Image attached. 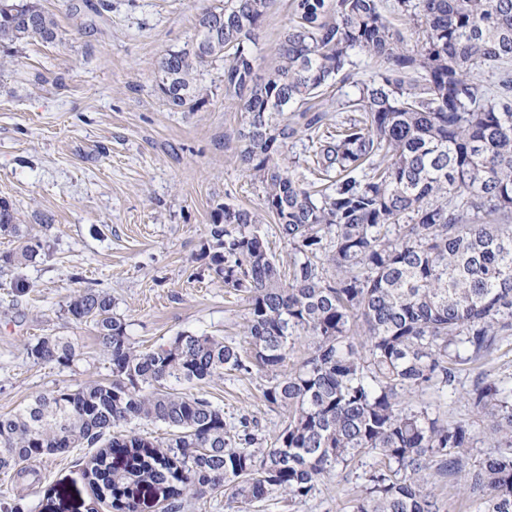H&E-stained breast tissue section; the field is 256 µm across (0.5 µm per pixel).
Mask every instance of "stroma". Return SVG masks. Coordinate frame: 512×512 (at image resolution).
Returning a JSON list of instances; mask_svg holds the SVG:
<instances>
[{"mask_svg":"<svg viewBox=\"0 0 512 512\" xmlns=\"http://www.w3.org/2000/svg\"><path fill=\"white\" fill-rule=\"evenodd\" d=\"M292 0H275L252 47L258 74L274 66L292 22ZM58 38L0 47V199L13 207L23 235L44 250L33 262L0 267V414L40 395L108 380L112 366L92 325L68 318L76 290L95 288L112 300L134 346L153 348L178 333L214 334L249 355L247 304L209 270L201 248L214 211L230 204L259 210L264 190L239 159L242 113L224 93V64L205 67L201 104L175 111L159 88V63L183 47L199 15L224 0H39ZM354 82H336L313 105L334 127L341 102L381 66L357 52ZM24 288H17V281ZM67 336L81 355L67 366L34 360L42 336ZM512 378V338L489 356L462 365L454 394L428 391L434 410L474 432L483 414L466 394L483 374ZM262 372L181 385L224 412L246 417L269 447L286 416L263 397ZM89 448L43 458L33 473L0 472V497L19 498L26 512H46L55 490L68 512H112L82 476ZM427 488L440 512H479L458 475L431 473ZM363 493L356 478H330L291 501L275 494L253 512H348Z\"/></svg>","mask_w":512,"mask_h":512,"instance_id":"obj_1","label":"stroma"}]
</instances>
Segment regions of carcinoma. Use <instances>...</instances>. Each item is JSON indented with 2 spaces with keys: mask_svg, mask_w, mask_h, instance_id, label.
<instances>
[{
  "mask_svg": "<svg viewBox=\"0 0 512 512\" xmlns=\"http://www.w3.org/2000/svg\"><path fill=\"white\" fill-rule=\"evenodd\" d=\"M273 3L224 0L160 63L159 88L182 110L202 68L224 61V92L243 112L240 161L291 248L285 274L261 213L224 205L212 217L202 254L247 302L252 355L191 332L139 350L111 299L82 289L66 313L93 325L112 380L0 414V471L105 440L84 477L112 512H138L139 488L163 512L221 492L229 512H249L275 492L306 499L345 472L365 482L350 512H440L426 488L432 469L462 475L463 489L482 495L480 512H512V383L485 377L467 393L493 441L471 468L475 434L425 399L512 336V0H397L422 32L412 47L380 0H292L277 64L262 77L249 43ZM33 37L55 41L54 19L34 0H0V45ZM355 49L381 70L341 103L348 116L317 136V179L301 180L288 168L298 128L279 116L297 105L304 130L320 131L324 114L308 103L337 77L353 78ZM490 72L498 80L488 95ZM16 220L0 200V235L20 240L0 264L43 249ZM301 339L306 355L284 370ZM30 356L66 366L79 352L66 336H43ZM254 369L268 378L265 401L288 412L264 450L248 418L229 426L210 401L176 389ZM134 422L161 423L166 436L144 438ZM367 456L374 463L362 472Z\"/></svg>",
  "mask_w": 512,
  "mask_h": 512,
  "instance_id": "cac0c4a2",
  "label": "carcinoma"
}]
</instances>
